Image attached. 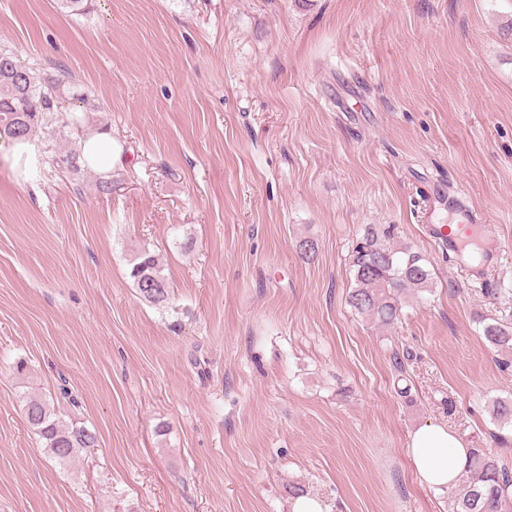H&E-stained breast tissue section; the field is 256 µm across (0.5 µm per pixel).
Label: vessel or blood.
Masks as SVG:
<instances>
[{"mask_svg": "<svg viewBox=\"0 0 512 512\" xmlns=\"http://www.w3.org/2000/svg\"><path fill=\"white\" fill-rule=\"evenodd\" d=\"M439 207L457 213L461 221L457 224L426 225L428 237L447 254L456 268L471 279L484 280L487 265L493 262L499 251V241L489 235L483 218L462 197L440 190L429 193L422 203L423 213L427 216Z\"/></svg>", "mask_w": 512, "mask_h": 512, "instance_id": "1", "label": "vessel or blood"}]
</instances>
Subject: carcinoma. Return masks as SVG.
I'll use <instances>...</instances> for the list:
<instances>
[{"label": "carcinoma", "instance_id": "carcinoma-1", "mask_svg": "<svg viewBox=\"0 0 512 512\" xmlns=\"http://www.w3.org/2000/svg\"><path fill=\"white\" fill-rule=\"evenodd\" d=\"M58 8L70 14L89 12L91 0H57ZM88 104L87 97L66 80L65 70L48 75L0 50V135L12 141H30L48 126L79 125V118L59 111L62 100ZM79 153L52 148V165L78 172ZM390 231L367 230L351 255L354 286L348 304L359 314L390 326L400 318L401 297L429 290L431 273L423 258L408 248L386 243ZM129 277L145 301L162 305L169 299V285L159 258L144 250L133 260ZM489 349L512 353V321L497 319L483 327ZM28 424L51 459L66 464L86 448L97 446V435L77 421L57 416L54 405L42 395L23 398ZM493 419L512 426V401L496 400ZM453 512H512V468L489 448L469 449L468 461L455 487L448 490Z\"/></svg>", "mask_w": 512, "mask_h": 512}]
</instances>
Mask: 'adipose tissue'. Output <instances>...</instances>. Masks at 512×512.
I'll list each match as a JSON object with an SVG mask.
<instances>
[{"label": "adipose tissue", "mask_w": 512, "mask_h": 512, "mask_svg": "<svg viewBox=\"0 0 512 512\" xmlns=\"http://www.w3.org/2000/svg\"><path fill=\"white\" fill-rule=\"evenodd\" d=\"M82 159L106 176L120 163L121 156L111 134L90 130L82 136ZM406 455L421 483L440 493L454 486L468 460L464 441L447 427L430 422L411 432Z\"/></svg>", "instance_id": "adipose-tissue-1"}]
</instances>
